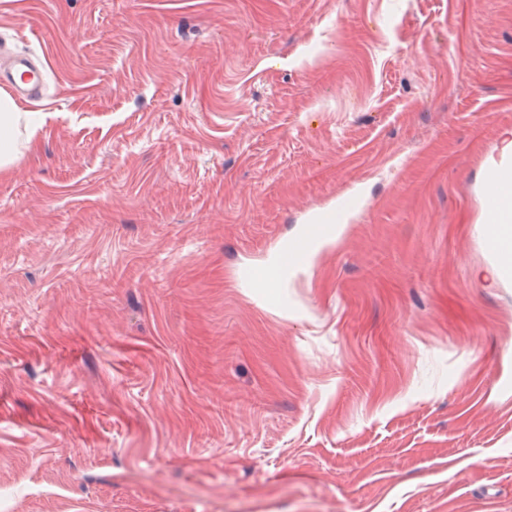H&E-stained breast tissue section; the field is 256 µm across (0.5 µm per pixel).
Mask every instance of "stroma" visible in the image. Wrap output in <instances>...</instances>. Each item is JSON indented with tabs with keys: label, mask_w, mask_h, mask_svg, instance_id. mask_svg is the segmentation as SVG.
<instances>
[{
	"label": "stroma",
	"mask_w": 512,
	"mask_h": 512,
	"mask_svg": "<svg viewBox=\"0 0 512 512\" xmlns=\"http://www.w3.org/2000/svg\"><path fill=\"white\" fill-rule=\"evenodd\" d=\"M0 42L46 69L0 174L8 512H512V0H0ZM489 209L497 221L491 248L501 255H512V209L508 201L495 192L489 193Z\"/></svg>",
	"instance_id": "stroma-1"
}]
</instances>
